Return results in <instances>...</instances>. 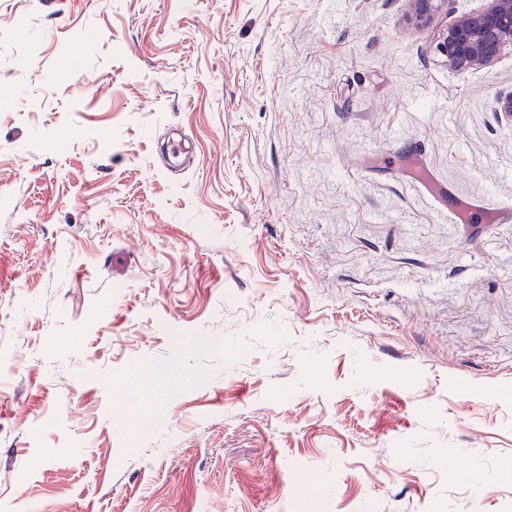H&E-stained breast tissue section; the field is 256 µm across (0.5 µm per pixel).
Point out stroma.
Instances as JSON below:
<instances>
[{
	"mask_svg": "<svg viewBox=\"0 0 512 512\" xmlns=\"http://www.w3.org/2000/svg\"><path fill=\"white\" fill-rule=\"evenodd\" d=\"M447 21L0 0V512H512V51ZM483 2L456 16L438 35L437 52L457 71L491 67L505 49H512V0Z\"/></svg>",
	"mask_w": 512,
	"mask_h": 512,
	"instance_id": "obj_1",
	"label": "stroma"
}]
</instances>
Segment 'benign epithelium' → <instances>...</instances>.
<instances>
[{
  "instance_id": "benign-epithelium-1",
  "label": "benign epithelium",
  "mask_w": 512,
  "mask_h": 512,
  "mask_svg": "<svg viewBox=\"0 0 512 512\" xmlns=\"http://www.w3.org/2000/svg\"><path fill=\"white\" fill-rule=\"evenodd\" d=\"M411 20L429 25L448 11L451 0H408ZM512 48V0H484L482 7L456 16L439 33L436 50L451 68L468 72L494 65Z\"/></svg>"
}]
</instances>
